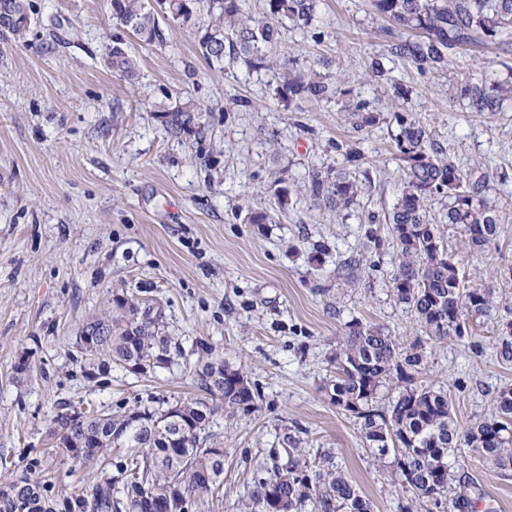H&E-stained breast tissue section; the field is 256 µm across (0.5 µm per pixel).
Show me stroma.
<instances>
[{
  "instance_id": "35a3bbf8",
  "label": "stroma",
  "mask_w": 512,
  "mask_h": 512,
  "mask_svg": "<svg viewBox=\"0 0 512 512\" xmlns=\"http://www.w3.org/2000/svg\"><path fill=\"white\" fill-rule=\"evenodd\" d=\"M30 2L24 38L0 39V485L32 473L73 496L99 482L97 467L63 454L52 415L187 397L203 342L244 367L261 400L242 420L216 413L224 473L196 512H244L285 426L303 429L307 450L330 451L372 512H399L401 490L324 390L346 321L382 325L403 343L416 335L390 291L397 248L385 218L402 190L396 124L358 132L337 103L289 107L275 94L276 71L230 59L210 66L193 31L165 20L164 45L128 37L140 73L132 85L107 67L110 0ZM391 26L374 0H321L311 24L282 28L275 53L298 70L331 61L374 108L402 86V108L449 160L489 175L502 217L496 243L469 250L457 233L447 241L468 284L491 289L492 307L469 318L470 336L428 348L423 374L447 389L466 427L491 417L498 391L512 388V361L496 354L499 326L512 319V101L471 112L460 91L483 74L512 77V49L467 47L447 69L422 74L390 53ZM376 61L387 70L381 82L368 76ZM186 94L207 109L200 142L169 137L153 116L155 102ZM352 148L363 161L347 162ZM328 165L361 187L348 210L316 207L303 190L309 170ZM276 167L288 180L284 205L270 188ZM253 209L271 222L245 223ZM351 258L354 280L340 271ZM122 288L162 307L182 354L146 377L115 367L88 378L79 332ZM24 354L26 378L15 370ZM448 464V496L467 499L465 512H512V468L466 449Z\"/></svg>"
}]
</instances>
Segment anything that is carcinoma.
<instances>
[{
  "instance_id": "cac0c4a2",
  "label": "carcinoma",
  "mask_w": 512,
  "mask_h": 512,
  "mask_svg": "<svg viewBox=\"0 0 512 512\" xmlns=\"http://www.w3.org/2000/svg\"><path fill=\"white\" fill-rule=\"evenodd\" d=\"M375 8L400 29L410 32L390 45V53L420 72L448 66L453 51L487 39L512 46V0H374ZM320 0H264L263 11L247 10L246 0H209V20L197 28L198 48L212 66L225 57L252 70L274 66L266 48L273 46L279 27L305 26ZM117 33L107 64L112 72L133 82L138 61L126 47L124 34L142 45L164 44L159 18L182 26L196 25V0H110ZM0 20L8 21L11 37L31 24L28 0H0ZM277 94L288 104L331 102L340 93L336 76L317 70L281 74ZM472 112H498L512 100V81L481 78L461 89ZM345 111L361 131L384 119L369 102L352 99ZM205 109L192 97L154 104V117L176 139L205 137ZM397 125L394 148L403 164V191L387 217L388 230L399 251L392 278L395 300L406 306L419 326L413 342L402 345L381 325L358 319L344 323L342 343L332 363L331 402L359 427L375 458L392 457L393 484L429 506L428 512H448L451 474L448 456L466 446L500 468L512 467V388L495 396L492 418L463 430L442 387L419 380L425 369L427 345L468 335L467 318L487 312L489 291L466 285L455 254L431 222L428 207L447 201L448 227L460 230L471 249H483L498 237L500 213L487 199L489 178L448 161L425 127L409 112L392 114ZM306 189L317 204L338 211L349 208L360 188L345 170L313 169ZM77 344L84 365L129 369L147 375L172 363L177 349L165 330L162 311L136 295L115 292L107 311L82 326ZM207 361L195 371L200 394L165 406H141L130 412L59 411L51 417L53 435L72 459L104 472V479L83 488L75 498L53 495L48 482L23 477L0 486V512H17L18 502L30 512H112L123 505L129 512H192L196 503L214 496L224 473V461L214 457L222 447L212 432L214 415L247 417L258 412L261 396L243 370L224 361L203 344ZM500 359L512 361V321L502 324ZM397 389L383 404L382 392ZM271 464L255 477L248 512H371L327 455L308 458L302 439L284 433Z\"/></svg>"
}]
</instances>
